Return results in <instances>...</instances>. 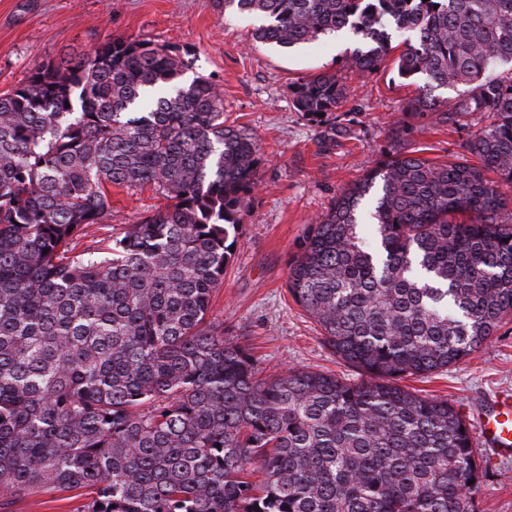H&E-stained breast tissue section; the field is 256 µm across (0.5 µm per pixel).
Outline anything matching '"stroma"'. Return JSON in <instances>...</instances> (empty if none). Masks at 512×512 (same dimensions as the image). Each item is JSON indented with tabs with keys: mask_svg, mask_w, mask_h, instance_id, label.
Segmentation results:
<instances>
[{
	"mask_svg": "<svg viewBox=\"0 0 512 512\" xmlns=\"http://www.w3.org/2000/svg\"><path fill=\"white\" fill-rule=\"evenodd\" d=\"M252 19L226 15L216 0H0V92L18 84L38 63L87 52L107 40L132 37L168 45L191 62L182 80L202 74L224 97L228 123L254 135L263 160L261 191L239 215L235 258L212 303V315L236 331L259 358L264 375L297 367L353 382L359 369L329 349L320 326L288 292V265L309 224L326 214L341 189L397 149L438 161L466 159L471 131L486 125L476 112L454 125H431L404 112L410 91L393 68L348 76L347 54L359 37L344 33L295 47L253 44ZM345 78L344 114L336 140L293 107L294 83L319 73ZM110 228L92 226L76 250L109 231L160 210L151 190L112 187ZM406 390L448 402L469 427L494 395L512 393V319L494 337L448 369L408 376ZM476 512H512V459L488 469L475 495Z\"/></svg>",
	"mask_w": 512,
	"mask_h": 512,
	"instance_id": "stroma-1",
	"label": "stroma"
}]
</instances>
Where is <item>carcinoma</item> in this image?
Listing matches in <instances>:
<instances>
[{
	"label": "carcinoma",
	"instance_id": "cac0c4a2",
	"mask_svg": "<svg viewBox=\"0 0 512 512\" xmlns=\"http://www.w3.org/2000/svg\"><path fill=\"white\" fill-rule=\"evenodd\" d=\"M222 2L259 19L256 44L361 37L356 77L395 50L389 30L409 33L394 69L424 84L403 110L491 115L467 145L479 164L396 152L343 188L287 285L365 379L265 377L211 317L261 162L219 87L181 84L189 61L136 38L35 65L0 94V512L66 492L80 512H475L486 471L463 420L398 380L456 364L512 315V0ZM457 85L440 108L433 89ZM346 95L321 73L293 105L334 133ZM113 186L171 204L74 252L112 219Z\"/></svg>",
	"mask_w": 512,
	"mask_h": 512
}]
</instances>
